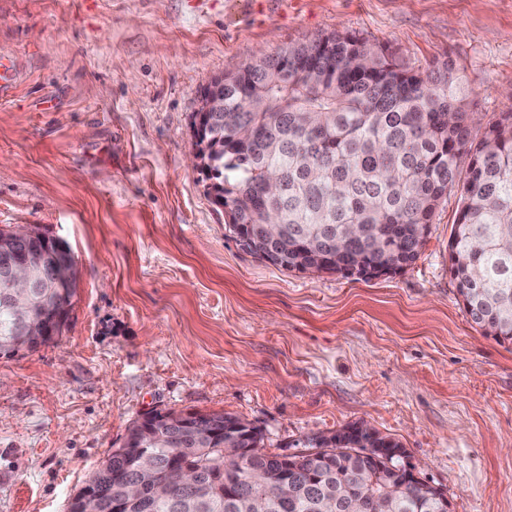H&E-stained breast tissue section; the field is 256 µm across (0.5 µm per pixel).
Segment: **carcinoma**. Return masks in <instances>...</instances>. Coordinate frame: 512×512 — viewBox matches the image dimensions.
Listing matches in <instances>:
<instances>
[{"label": "carcinoma", "instance_id": "cac0c4a2", "mask_svg": "<svg viewBox=\"0 0 512 512\" xmlns=\"http://www.w3.org/2000/svg\"><path fill=\"white\" fill-rule=\"evenodd\" d=\"M220 97L224 111L193 146L229 207L226 228L250 237L252 255L301 273L320 256L316 272L341 275L343 248L352 261L401 271L418 259L455 189L451 278L483 334L512 343V107L475 138L469 90L453 62L422 74L339 32L224 75ZM200 420L191 439L134 435L125 455L109 454L89 475L110 473L102 512H112L127 477L169 486L129 512H358L373 493L386 512H439V501L401 480L397 462L349 452L353 440L281 460L237 416ZM229 439L246 452L224 456ZM182 464L206 475L184 483L173 472ZM285 473L294 475L286 500L278 488Z\"/></svg>", "mask_w": 512, "mask_h": 512}]
</instances>
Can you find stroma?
Returning <instances> with one entry per match:
<instances>
[{"instance_id":"1","label":"stroma","mask_w":512,"mask_h":512,"mask_svg":"<svg viewBox=\"0 0 512 512\" xmlns=\"http://www.w3.org/2000/svg\"><path fill=\"white\" fill-rule=\"evenodd\" d=\"M334 31L453 60L481 122L512 106V0H0V226L80 270L61 337L0 356V512H66L152 409L235 415L272 454L364 422L451 512H512V344L448 272L457 193L403 272L304 275L226 236L189 163L214 77Z\"/></svg>"}]
</instances>
